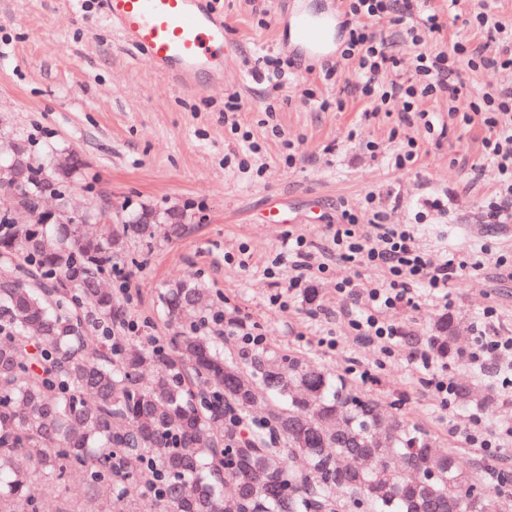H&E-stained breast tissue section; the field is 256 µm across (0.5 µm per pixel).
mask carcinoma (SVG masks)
I'll return each instance as SVG.
<instances>
[{"instance_id": "1", "label": "carcinoma", "mask_w": 512, "mask_h": 512, "mask_svg": "<svg viewBox=\"0 0 512 512\" xmlns=\"http://www.w3.org/2000/svg\"><path fill=\"white\" fill-rule=\"evenodd\" d=\"M80 166L72 154L48 168L20 138L0 156V188L31 211L58 197L60 219L0 235V261L22 260L0 272V512H37L39 493L73 470L89 496L137 486L129 512H503L490 476L505 488L512 470L464 469L454 446L300 352L224 354L197 330L202 289L188 280L160 293L184 325L172 349L142 342L115 355L107 337L88 336V323L126 316L98 268L152 242L158 225L143 209L87 232L96 218L74 215L63 190ZM160 221L181 234L179 213ZM432 331L433 355L457 354L453 315ZM454 392L489 404L467 384ZM159 477L162 499L144 493Z\"/></svg>"}]
</instances>
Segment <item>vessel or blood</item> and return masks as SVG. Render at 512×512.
<instances>
[{
	"mask_svg": "<svg viewBox=\"0 0 512 512\" xmlns=\"http://www.w3.org/2000/svg\"><path fill=\"white\" fill-rule=\"evenodd\" d=\"M104 22L178 90H202L224 74L234 40L214 0H100ZM333 18L302 17L290 33L311 55L327 48Z\"/></svg>",
	"mask_w": 512,
	"mask_h": 512,
	"instance_id": "obj_1",
	"label": "vessel or blood"
}]
</instances>
